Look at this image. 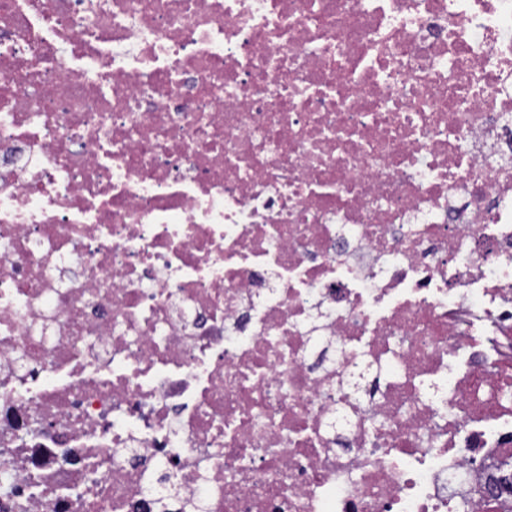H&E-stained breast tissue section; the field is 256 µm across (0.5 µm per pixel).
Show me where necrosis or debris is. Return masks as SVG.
Here are the masks:
<instances>
[{"instance_id": "1", "label": "necrosis or debris", "mask_w": 512, "mask_h": 512, "mask_svg": "<svg viewBox=\"0 0 512 512\" xmlns=\"http://www.w3.org/2000/svg\"><path fill=\"white\" fill-rule=\"evenodd\" d=\"M512 447V0H0V512H486Z\"/></svg>"}]
</instances>
